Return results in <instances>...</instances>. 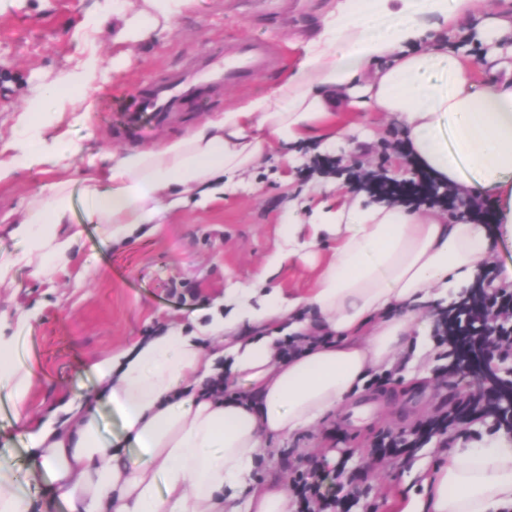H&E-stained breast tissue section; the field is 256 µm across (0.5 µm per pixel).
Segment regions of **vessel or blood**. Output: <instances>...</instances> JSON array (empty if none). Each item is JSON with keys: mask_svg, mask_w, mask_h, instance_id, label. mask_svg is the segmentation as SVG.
Listing matches in <instances>:
<instances>
[{"mask_svg": "<svg viewBox=\"0 0 512 512\" xmlns=\"http://www.w3.org/2000/svg\"><path fill=\"white\" fill-rule=\"evenodd\" d=\"M281 60L282 49L275 41L253 36L226 38L193 54L182 68L141 83L115 135L127 142L140 139L146 117L154 128L170 126L188 105L219 101L225 89L248 86L256 76L278 69Z\"/></svg>", "mask_w": 512, "mask_h": 512, "instance_id": "vessel-or-blood-1", "label": "vessel or blood"}]
</instances>
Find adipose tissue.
Masks as SVG:
<instances>
[{
	"mask_svg": "<svg viewBox=\"0 0 512 512\" xmlns=\"http://www.w3.org/2000/svg\"><path fill=\"white\" fill-rule=\"evenodd\" d=\"M125 0L107 5L98 23L116 19V41L135 44L189 10L195 0ZM489 45L478 64L457 47L465 27ZM512 0L476 14L473 0H338L304 44L302 56L271 90L238 100L185 136L113 154L112 165L83 189L88 219L120 244L162 215L208 197L225 175L249 171L264 146L288 149L313 138L341 144L340 112H384L396 120L415 164L469 187L497 207L512 237ZM98 70L86 59L31 99L18 121L12 164L54 165L69 153L47 140L60 113L53 102L82 105ZM72 194L65 182L29 201L13 233L26 243L12 266L51 271L73 239ZM319 221L289 217L285 240L334 247L305 295L230 288L226 312L197 331L174 326L100 360L95 371L120 411L136 454L105 442L83 402L61 407L30 434L31 466L53 472L73 512H290L283 480L252 473L271 441L319 426L392 368L407 350L423 353L425 305L471 285L494 247L488 225L425 214L400 204L319 209ZM302 350L281 359L282 341ZM243 381L241 397L212 385ZM422 493L403 512H512V439L493 435L457 443L445 461L422 464ZM248 489L244 508L239 490Z\"/></svg>",
	"mask_w": 512,
	"mask_h": 512,
	"instance_id": "adipose-tissue-1",
	"label": "adipose tissue"
}]
</instances>
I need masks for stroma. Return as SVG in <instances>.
<instances>
[{
    "label": "stroma",
    "mask_w": 512,
    "mask_h": 512,
    "mask_svg": "<svg viewBox=\"0 0 512 512\" xmlns=\"http://www.w3.org/2000/svg\"><path fill=\"white\" fill-rule=\"evenodd\" d=\"M106 0H0V160H8L17 136L18 117L36 89L51 82L88 53L101 60L89 111L65 108L49 137L73 148L67 168L43 166L18 170L0 183V262L20 253L25 243L13 236L8 215H20L34 198L48 197L57 181H68L75 209L72 223L62 225L73 236L69 262L50 274L18 267L12 280L0 284V334L23 333L29 348L31 388L24 421H0V462H16L18 477L30 474L28 423L44 420L68 400L94 403L101 437L128 447L120 412L102 391L94 365L138 340L164 332L171 324H204L224 311V291L253 283L275 252L287 249L280 226L293 201L335 205L342 194L359 195L351 170L383 167L391 178H409L410 169L381 162L386 142L403 139L400 128L382 112L341 113L342 124L358 123L371 130L354 154L323 150L312 139L283 156L264 148L250 177L225 183L221 192L202 203L192 202L165 216L158 230L130 240L109 241L102 225H88L82 192L86 178L98 175L124 152L112 132L133 89L164 69L181 66L196 50L224 36H263L285 45V70H292L302 43L318 26L333 0H303L307 20L268 29L249 21L245 0H195L193 8L170 27L137 45L113 42L111 24L87 29L91 15ZM126 55L125 66L113 70L112 59ZM315 273L297 259L287 260L264 286L285 294L303 295ZM179 289H172V282ZM450 361L445 347L422 358L405 354L393 380L368 384L343 409L315 430H302L278 440L254 473L274 474L290 481L307 459L321 461L333 478L347 466L365 494L353 512H398L401 499L418 482L412 466L437 461L444 449L430 441L411 452L379 462L366 449L379 431H399L433 416L468 391L466 382H448ZM430 375L413 383L411 373Z\"/></svg>",
    "instance_id": "1"
}]
</instances>
